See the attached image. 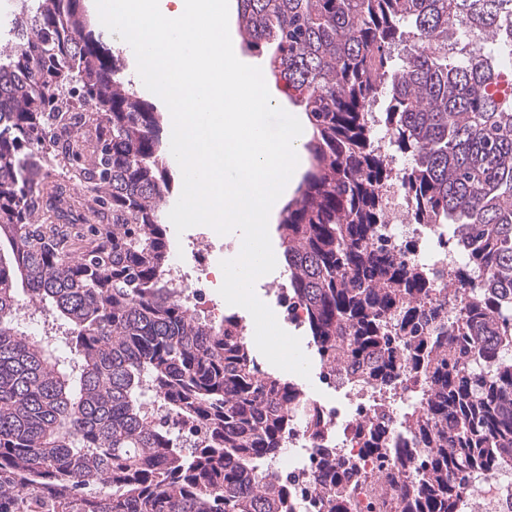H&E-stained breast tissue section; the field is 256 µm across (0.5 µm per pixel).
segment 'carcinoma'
<instances>
[{
  "instance_id": "1",
  "label": "carcinoma",
  "mask_w": 512,
  "mask_h": 512,
  "mask_svg": "<svg viewBox=\"0 0 512 512\" xmlns=\"http://www.w3.org/2000/svg\"><path fill=\"white\" fill-rule=\"evenodd\" d=\"M246 49L306 113L313 168L277 232L320 361L400 377L421 404L382 491L396 512H459L461 480L512 461V0H237ZM0 49V512H294L269 467L294 384L257 369L227 315L166 278L174 177L163 116L125 81L82 0H16ZM409 160L395 174L372 107ZM62 178L51 179L50 168ZM399 179L412 221L461 244L452 298L375 246ZM46 308L70 355L24 330ZM203 430L190 447L169 416ZM367 452L387 428L367 419ZM355 465L315 484L343 512Z\"/></svg>"
}]
</instances>
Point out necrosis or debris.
<instances>
[{
	"instance_id": "necrosis-or-debris-1",
	"label": "necrosis or debris",
	"mask_w": 512,
	"mask_h": 512,
	"mask_svg": "<svg viewBox=\"0 0 512 512\" xmlns=\"http://www.w3.org/2000/svg\"><path fill=\"white\" fill-rule=\"evenodd\" d=\"M385 197L392 217L381 226L380 236L397 259L428 269L435 296L445 297L446 272L458 261L457 252L448 246L447 225L405 220L407 199L400 183H393ZM216 270L211 250L195 248L188 254H172L167 277L180 297L202 315L214 308ZM320 385L321 397L309 401L321 417L319 435H311L304 418H297L288 431V459L274 465L279 478L296 491L295 512H328L322 494L311 488L324 449L358 465L357 483L346 504L347 512H394L393 503L381 501L379 484L385 474L395 469L397 460L388 451L366 453L358 427L372 415L382 413L388 420L390 440L405 439L409 411L417 404V397L408 391L406 382L395 381L392 389L385 390L366 383L348 368L322 367ZM476 493L486 502L484 512H512V467L488 472L475 483L465 482L461 492L463 512H473L471 501Z\"/></svg>"
}]
</instances>
